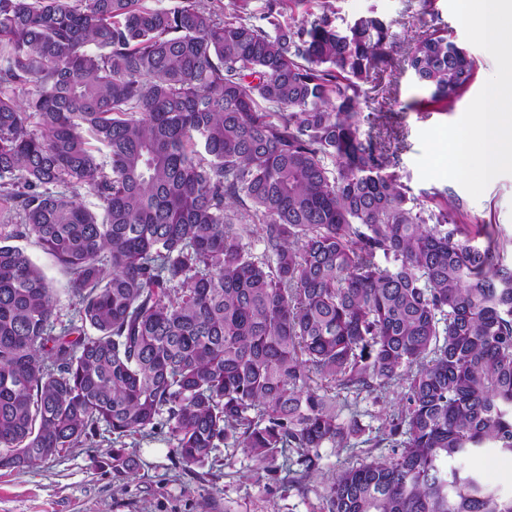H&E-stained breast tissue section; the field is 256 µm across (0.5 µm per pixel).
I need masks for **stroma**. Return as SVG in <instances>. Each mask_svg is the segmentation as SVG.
Segmentation results:
<instances>
[{"label": "stroma", "mask_w": 512, "mask_h": 512, "mask_svg": "<svg viewBox=\"0 0 512 512\" xmlns=\"http://www.w3.org/2000/svg\"><path fill=\"white\" fill-rule=\"evenodd\" d=\"M337 23L352 22L373 14L392 21L396 45L392 65L378 81L387 100L371 96L363 112L390 113V124L399 134L395 172L417 202L430 203L434 192L447 191L450 215L459 224L491 225L512 265V174L493 179L480 197H472L460 184L447 179H421L416 160L421 152L420 131L457 121L494 74L496 64L485 50L467 41L448 0H333ZM442 30L449 40L466 50L476 62L470 85L447 108L429 102L431 92L418 83L404 62L408 44L424 33ZM43 272L55 292V318L67 324L75 300L69 291L70 276L34 238L16 241ZM405 386L392 384L373 394L348 395L344 418H357L366 428L365 440H352L344 448H324L316 469L294 482L302 467L295 453L277 454L264 467L233 445L216 448L209 464L185 466L166 430L127 439L125 449L137 465L129 472L112 467V435L101 432L95 447L75 448L66 455L17 472L0 470V512H324L326 481L337 470L392 453L387 445L373 446L370 439L386 416L397 412ZM512 496V455L481 453L465 462Z\"/></svg>", "instance_id": "35a3bbf8"}]
</instances>
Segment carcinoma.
I'll use <instances>...</instances> for the list:
<instances>
[{
  "label": "carcinoma",
  "mask_w": 512,
  "mask_h": 512,
  "mask_svg": "<svg viewBox=\"0 0 512 512\" xmlns=\"http://www.w3.org/2000/svg\"><path fill=\"white\" fill-rule=\"evenodd\" d=\"M221 2L0 0V469L160 426L188 467L230 441L308 472L366 431L342 394L402 381L392 456L336 471L327 512H512L461 465L512 454V266L362 131L392 23ZM406 61L444 108L474 76L439 31ZM28 236L72 275L59 328Z\"/></svg>",
  "instance_id": "cac0c4a2"
}]
</instances>
